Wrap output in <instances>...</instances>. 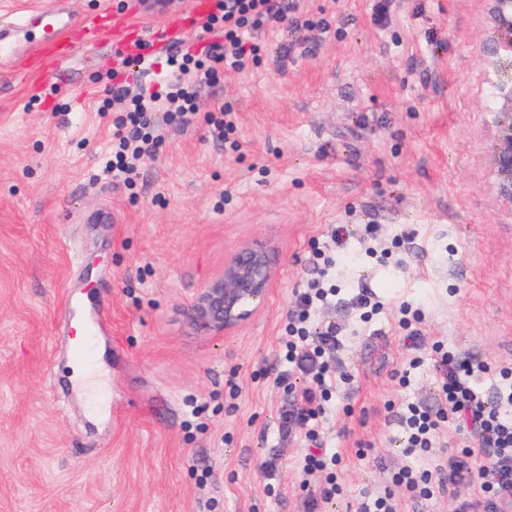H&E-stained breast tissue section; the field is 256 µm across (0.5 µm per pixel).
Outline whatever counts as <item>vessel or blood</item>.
I'll use <instances>...</instances> for the list:
<instances>
[{
  "mask_svg": "<svg viewBox=\"0 0 512 512\" xmlns=\"http://www.w3.org/2000/svg\"><path fill=\"white\" fill-rule=\"evenodd\" d=\"M65 2L55 0L52 7L28 9L12 20L0 21V74L14 76L22 65L52 68L73 55V47L64 41L71 27V13ZM129 23V18L114 17L109 9H102L83 19V41L106 43L111 32Z\"/></svg>",
  "mask_w": 512,
  "mask_h": 512,
  "instance_id": "1",
  "label": "vessel or blood"
}]
</instances>
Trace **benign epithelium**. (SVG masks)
Wrapping results in <instances>:
<instances>
[{
    "label": "benign epithelium",
    "mask_w": 512,
    "mask_h": 512,
    "mask_svg": "<svg viewBox=\"0 0 512 512\" xmlns=\"http://www.w3.org/2000/svg\"><path fill=\"white\" fill-rule=\"evenodd\" d=\"M497 40L484 50L494 59L497 80L492 84L490 112L496 127L492 167L498 195L512 204V0H489ZM274 274L268 251L243 247L224 263V271L199 290L189 305L192 319L217 336L235 329L256 311L272 287Z\"/></svg>",
    "instance_id": "1"
}]
</instances>
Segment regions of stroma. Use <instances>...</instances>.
Segmentation results:
<instances>
[{"label":"stroma","instance_id":"35a3bbf8","mask_svg":"<svg viewBox=\"0 0 512 512\" xmlns=\"http://www.w3.org/2000/svg\"><path fill=\"white\" fill-rule=\"evenodd\" d=\"M190 2L69 8L82 19L110 4L143 37L172 15L195 32ZM489 8L300 0L294 31L270 23L248 69L202 86L189 124L160 126L131 184L104 170L124 104L97 110L113 71L133 73L118 45L0 78V512H302L303 447L278 430L302 382H279L280 338L295 290L318 278L336 294L314 323L340 329L357 377L350 413L328 425L343 497L324 512L387 490L397 512H458L476 480L414 504L391 476L412 462L400 413L438 389L428 362L400 384L404 323L487 364L482 390L512 372V205L490 163ZM224 108L237 125L227 141L214 135ZM339 224L350 232L340 249ZM255 244L271 251L273 286L248 321L211 335L189 303ZM362 292L379 304L366 318ZM81 297L109 368L103 425L68 381Z\"/></svg>","mask_w":512,"mask_h":512}]
</instances>
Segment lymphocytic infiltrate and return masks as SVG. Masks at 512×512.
I'll return each instance as SVG.
<instances>
[{
  "instance_id": "obj_1",
  "label": "lymphocytic infiltrate",
  "mask_w": 512,
  "mask_h": 512,
  "mask_svg": "<svg viewBox=\"0 0 512 512\" xmlns=\"http://www.w3.org/2000/svg\"><path fill=\"white\" fill-rule=\"evenodd\" d=\"M296 8V0H215L213 12L201 23L208 43L198 49L189 39L168 51V70L156 84L133 88L121 73H113L112 97L125 102L127 111L125 117L112 122L107 170L133 181L139 164L153 157L159 144V122L189 121L201 86L247 68L259 50L253 34L270 22L287 20ZM326 296V289L315 281L299 291L298 310L280 339L285 371L298 374L303 386L282 410L279 430L300 435L309 444L310 451L302 459L305 474L327 475L322 487L302 483L306 512H320L321 504L342 493L337 471L343 457L323 451V423L332 399L340 397L342 386L352 385L356 379L340 362L342 341L336 325L319 330L310 327L312 309ZM427 359L440 375L437 400L430 406L407 404V452L415 463L394 473L393 483L405 487L413 500H427L440 475L453 482L476 470L480 473L477 494L463 503V512H512V382L502 384L488 397L477 386L479 377L489 371L485 364L437 342L429 357L417 354L409 366L418 368ZM447 421L469 430L476 441L457 449L447 464L428 463L434 434ZM484 458L489 461L485 467L480 464Z\"/></svg>"
}]
</instances>
